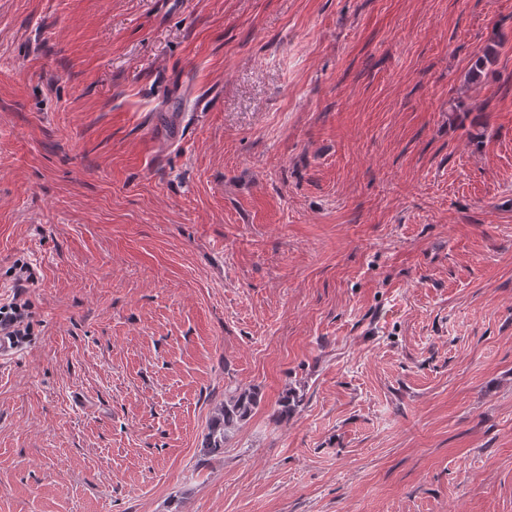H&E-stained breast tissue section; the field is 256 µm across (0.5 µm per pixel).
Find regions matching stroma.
Instances as JSON below:
<instances>
[{
	"mask_svg": "<svg viewBox=\"0 0 512 512\" xmlns=\"http://www.w3.org/2000/svg\"><path fill=\"white\" fill-rule=\"evenodd\" d=\"M20 262L0 512H512V0H0ZM18 271V272H17ZM14 273L17 274L16 288L17 294L14 295V302L8 306H0V331H5V336L0 332V359L11 358L15 355L18 345L10 337L16 339L22 336H28L31 332V324L28 320V302L22 301L26 284L33 279V274L29 266L20 262L16 265ZM258 393L251 390L229 392L224 404L221 405L209 422L206 445L209 453H223L224 439L227 432L238 422L244 420L257 404Z\"/></svg>",
	"mask_w": 512,
	"mask_h": 512,
	"instance_id": "1",
	"label": "stroma"
}]
</instances>
